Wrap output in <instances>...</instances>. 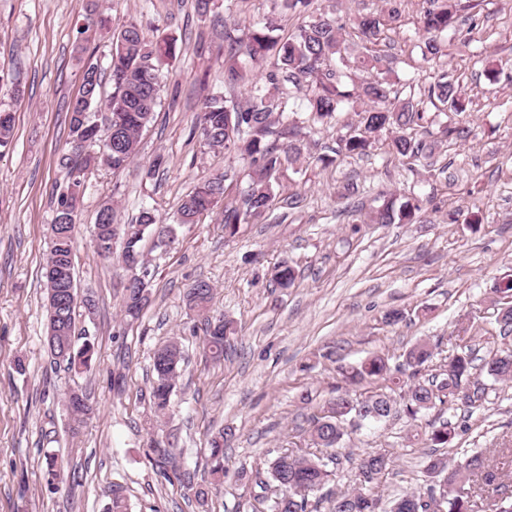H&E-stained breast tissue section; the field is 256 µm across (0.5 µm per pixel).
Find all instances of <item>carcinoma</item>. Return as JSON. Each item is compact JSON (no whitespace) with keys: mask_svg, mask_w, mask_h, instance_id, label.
<instances>
[{"mask_svg":"<svg viewBox=\"0 0 512 512\" xmlns=\"http://www.w3.org/2000/svg\"><path fill=\"white\" fill-rule=\"evenodd\" d=\"M430 6L421 19L422 56L435 59L442 54L437 35L453 27L461 7V0H428ZM400 17L397 0H385L384 8L366 13L357 20L365 51L350 57L349 47L341 37L342 24L334 10H318L311 20L299 25L282 40L273 36L279 30L280 19L273 16L264 26L252 29L246 39L236 42L229 52L227 80L234 85L244 80L245 67L239 64L243 55L248 62L258 64L272 55L280 74L271 73V85L278 78L290 83L295 91H305L307 122L328 124L337 114L351 109L356 116L346 134L336 139L332 153L363 155L382 135H390L392 152L410 165L431 166L435 142L427 139L424 124L428 115L424 106L430 104L460 114L467 109L459 85L444 77L429 86L425 97L417 100L414 95H403L404 88L393 80L392 58L370 48L382 30ZM85 48L76 46L77 59L82 62L83 78L76 97L70 102L69 138L78 136L100 137L96 129L98 109L105 108L112 116L111 144L104 151L88 152L83 156L61 155L59 166L65 171L66 189L56 200L53 225L50 228L48 253L41 269L45 292L54 289L64 305L53 308L46 304V327L53 335L57 359L49 353L51 363L68 371L90 369L94 344L84 340L77 344L80 332L76 324L78 288L74 264L73 227L83 201L84 193L73 189V175L86 181L88 173L106 166L113 170L124 169L138 154L142 131L153 121L158 106L163 74L157 62L172 55L175 46L170 42L152 43L146 40L142 27L128 21L121 25L109 58L107 71L112 82V92L103 96L102 68L91 61H83ZM369 74L363 82L356 81V72ZM289 118V99L271 96L269 89L254 83L249 101L245 105L227 103L220 96L211 97L196 117V126L205 145L211 149L235 151L250 159L252 171L244 187L237 191V199L224 204L221 222L232 231L238 224L261 221L266 218L277 198L278 175L285 165L300 159L301 148L296 136L301 127L286 126ZM422 129L421 134L415 130ZM441 138L457 141L469 136L470 130L456 123H448L439 130ZM14 140V119H0V149L10 148ZM227 174H212L202 178L191 192L181 198L176 210L174 225L196 224L200 218L214 211L229 195ZM427 199L411 197L398 204L387 199L370 215L374 224H410L421 213ZM161 223L155 210L144 208L134 222L123 225L126 236L125 250L115 253L110 249H97L99 256L115 257L127 263L129 254L138 257L137 267L144 266L141 242L152 234ZM143 295L122 293L121 314L127 320L140 317L150 300V284H145ZM493 292L502 301L501 327L512 332V280L496 285ZM213 299L209 282H196L187 293L188 307L205 316L207 324L205 346L215 360L224 357V347L232 334L230 325L221 318L207 317ZM432 357L430 342L421 340L405 355V367L410 369L407 380L393 376L387 360L373 355L353 367L349 379L354 383L381 384L382 390L367 398H354L349 392H336L323 408L322 414L310 418L309 435L312 444L320 448H337L344 436V424L363 421H380L394 414H404L412 420L437 404L460 405L466 409L476 407L484 399L485 387L481 377L498 383L512 382V349L500 352L477 362L468 345L448 357L441 366L440 379L426 378L422 371ZM183 353L178 343L170 342L158 347L153 354V380L149 399L154 412L166 413L170 407L174 385L181 374ZM65 410L76 431L84 418L91 413L77 400V391H71L65 401ZM456 435V426L450 422L432 426L426 431L429 448H446ZM234 436L230 427L215 433L210 441L213 480L224 475V447ZM391 458L381 452L362 456L357 464L360 487L341 491L331 500L329 512H385L380 496L373 492L381 475L387 471ZM332 465H339V456L283 455L268 467L269 477L280 488L277 499L268 505V512H313L309 494L320 491L332 481ZM495 464L481 452H474L460 463L431 455L425 461L424 473L433 485L424 492L406 493L395 500L390 512H512L509 496L491 499L486 487L496 480ZM477 484V489L462 494L466 484Z\"/></svg>","mask_w":512,"mask_h":512,"instance_id":"cac0c4a2","label":"carcinoma"}]
</instances>
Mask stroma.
I'll list each match as a JSON object with an SVG mask.
<instances>
[{"instance_id":"obj_1","label":"stroma","mask_w":512,"mask_h":512,"mask_svg":"<svg viewBox=\"0 0 512 512\" xmlns=\"http://www.w3.org/2000/svg\"><path fill=\"white\" fill-rule=\"evenodd\" d=\"M454 31L443 35L444 53L423 58L415 32L424 0H401L399 22L376 48L398 59V70L424 90L440 75L459 83L468 110L457 122L470 127L463 142H440L437 173L409 170L388 147V137L363 155L319 156L335 145V125L302 130V155L281 180L280 203L259 223L225 231L219 214L177 230L168 246L144 241L152 274L150 301L138 321L120 315V284L129 270L98 256L92 229L99 205L113 200L120 223L144 208L171 219L178 201L205 175L228 173L246 181L248 160L204 146L195 127L207 97L223 93L242 102L245 88L224 83L230 39L281 15L288 35L310 13H282L280 0H212L199 14L196 0H99L113 29L141 25L148 40L171 39L176 54L165 62L169 78L139 153L121 170L94 169L77 216L74 245L80 296L94 300L93 315L79 324L95 346L92 368L75 374L56 368L45 347L46 312L40 267L46 255L54 202L65 187L58 165L67 149V105L80 87L73 48L83 0H0V75L19 78L25 95L10 104L15 137L0 156V512H107L113 486H121L129 512H265L257 474L288 452H313L306 420L337 390L368 396L376 385H349L346 368L366 357H388L401 367L405 352L427 339L436 351L430 372L460 345L459 321L471 325L470 344L487 357L512 346L501 337L500 305L493 286L512 278V6L505 0H471ZM499 71L497 82L488 68ZM166 163L144 175L156 155ZM357 185L347 194V185ZM429 197L412 224H374L372 209L384 197ZM288 265L296 279L277 288L274 273ZM199 280L214 289L211 313L235 332L222 361L205 349L204 319L190 312L185 294ZM403 320L391 323L390 311ZM178 341L185 358L172 396L158 418L152 447L145 422L153 352ZM24 373H17L15 360ZM483 407L464 413L436 406L411 422L346 426L339 453L347 461L326 490L316 493L328 512L331 493L353 488L354 458L385 452L393 462L380 479L383 501L425 489L426 424L465 418L440 456L490 448L500 462L502 493L512 496V385L485 379ZM85 391L94 408L79 434H71L65 395ZM230 426L235 439L224 451V478L210 474L208 439ZM65 462L48 484L45 457ZM208 494L199 503L197 490Z\"/></svg>"}]
</instances>
